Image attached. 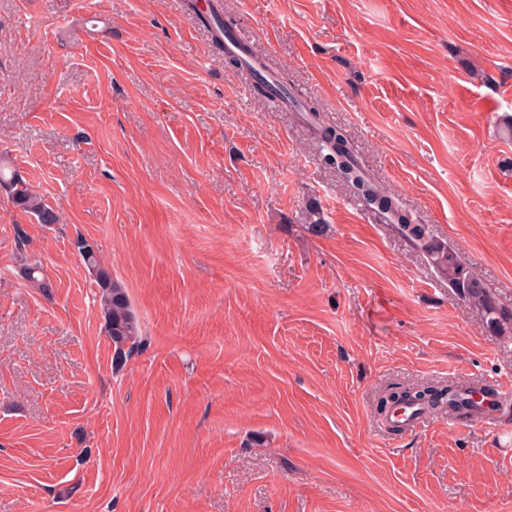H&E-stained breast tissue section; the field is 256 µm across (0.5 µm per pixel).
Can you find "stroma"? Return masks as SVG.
<instances>
[{
    "instance_id": "obj_1",
    "label": "stroma",
    "mask_w": 512,
    "mask_h": 512,
    "mask_svg": "<svg viewBox=\"0 0 512 512\" xmlns=\"http://www.w3.org/2000/svg\"><path fill=\"white\" fill-rule=\"evenodd\" d=\"M189 2L0 0V154L62 214L0 189V512H512V414L395 434L377 411L394 385L512 381V338ZM218 2L512 308V0ZM80 238L141 326L119 368ZM25 278L39 288L45 296H51L53 284L43 272V265L40 258L36 254L24 257L22 266Z\"/></svg>"
}]
</instances>
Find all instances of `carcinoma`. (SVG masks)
I'll return each instance as SVG.
<instances>
[{
  "instance_id": "cac0c4a2",
  "label": "carcinoma",
  "mask_w": 512,
  "mask_h": 512,
  "mask_svg": "<svg viewBox=\"0 0 512 512\" xmlns=\"http://www.w3.org/2000/svg\"><path fill=\"white\" fill-rule=\"evenodd\" d=\"M199 20L203 25L219 31L214 42L217 48H223L224 42L220 33L224 32V18L220 11L214 9L201 12ZM246 73L254 79L259 94L269 99L274 98L279 91L288 94L304 111V118L319 144L320 165L336 171L348 186L359 190L374 217L394 225L404 241L426 253L435 273L448 283L454 297L472 307L488 330L499 336L512 335V310L497 304L486 283L461 261L455 249L433 237L429 225L416 223L412 215L403 209L399 199L371 177L355 157L343 129L325 124L316 104L295 96L282 79H277L278 89L275 90L253 70L248 69ZM0 187L8 193L14 206L32 215L37 223H60L59 210L31 189L17 171L7 168L3 163H0ZM77 248L98 288L103 329L112 342V362L119 368L132 350L141 343L140 324L132 310L125 287L112 276L109 269L99 263L93 247L80 239L77 241ZM22 271L25 278L45 296H51L53 284L45 276L42 262L37 255L24 257ZM399 394L405 396V404H416L433 413L441 412L445 405L461 411L477 407L472 399V389L450 384L446 389L409 387L400 393L392 391L382 398L381 411L392 408L391 399Z\"/></svg>"
}]
</instances>
